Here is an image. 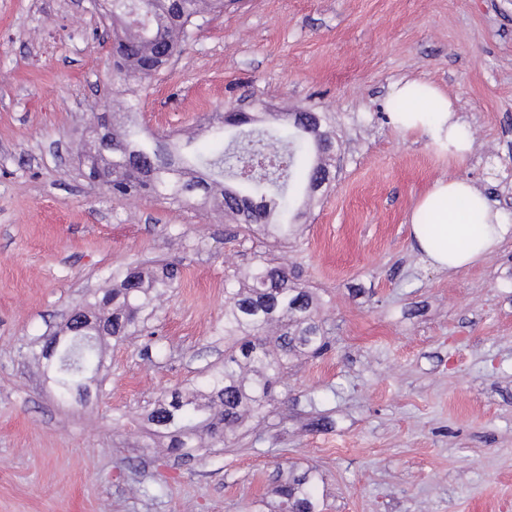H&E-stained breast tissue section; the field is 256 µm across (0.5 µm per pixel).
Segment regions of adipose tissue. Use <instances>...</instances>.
Segmentation results:
<instances>
[{"label": "adipose tissue", "instance_id": "obj_1", "mask_svg": "<svg viewBox=\"0 0 512 512\" xmlns=\"http://www.w3.org/2000/svg\"><path fill=\"white\" fill-rule=\"evenodd\" d=\"M393 97L407 101L392 113L400 130L422 135L450 160L463 161L472 148L470 132L455 104L436 87L415 80L393 84ZM477 223H470V216ZM512 233L499 209L463 178L436 181L419 200L411 218V237L429 263L455 271L492 253Z\"/></svg>", "mask_w": 512, "mask_h": 512}]
</instances>
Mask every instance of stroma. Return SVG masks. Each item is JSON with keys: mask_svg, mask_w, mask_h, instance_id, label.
Listing matches in <instances>:
<instances>
[{"mask_svg": "<svg viewBox=\"0 0 512 512\" xmlns=\"http://www.w3.org/2000/svg\"><path fill=\"white\" fill-rule=\"evenodd\" d=\"M90 0H0V512H280L278 470L315 466L325 512H512V234L431 267L410 217L471 181L512 225V0H235L148 82L127 84ZM448 95L473 139L449 164L390 120V86ZM131 90L137 121L196 132L245 98L329 112L335 177L283 258L314 288L331 350L294 362L288 400L211 453L176 458L154 404L224 360V290L258 249L204 207L94 187V116ZM160 258L175 288L60 399L39 339L116 271Z\"/></svg>", "mask_w": 512, "mask_h": 512, "instance_id": "obj_1", "label": "stroma"}]
</instances>
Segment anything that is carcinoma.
<instances>
[{
    "instance_id": "carcinoma-1",
    "label": "carcinoma",
    "mask_w": 512,
    "mask_h": 512,
    "mask_svg": "<svg viewBox=\"0 0 512 512\" xmlns=\"http://www.w3.org/2000/svg\"><path fill=\"white\" fill-rule=\"evenodd\" d=\"M167 0H112V23L136 11L149 21L141 36L113 28L120 46L112 57L118 72L143 82L154 39L176 55L206 15L224 10V0H180L181 21L164 18ZM138 103L122 101L112 111V153L108 170L112 193L128 198L159 197L183 202L201 192L217 201L224 217L247 234L263 232L273 244L257 252L241 272L237 288L224 290V363L210 368L199 387L161 401L148 420L170 438L168 450L205 448V438L227 442L246 421L263 415L280 401L278 387L288 363L300 356L320 357L331 349L318 315L315 293L293 280L274 248L296 233L295 205L310 199L331 179L336 140L324 112H270L269 125L256 133L242 127L258 121L249 112H226L218 130L236 133L209 154L188 155L186 145L151 134L133 116ZM274 155L280 165L242 177L255 154ZM177 268H130L112 289L86 303L90 313L122 341L141 331L157 298L174 287ZM96 346L79 347L63 339L48 367L59 396L83 397ZM322 476L315 467L301 473L288 468L274 488L282 512H324L316 496Z\"/></svg>"
}]
</instances>
